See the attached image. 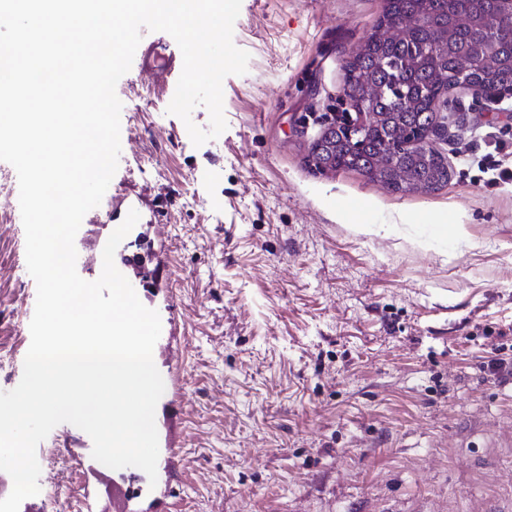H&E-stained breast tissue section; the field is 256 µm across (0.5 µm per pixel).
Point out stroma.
<instances>
[{
  "mask_svg": "<svg viewBox=\"0 0 512 512\" xmlns=\"http://www.w3.org/2000/svg\"><path fill=\"white\" fill-rule=\"evenodd\" d=\"M385 0H242L248 70L223 81L226 130L194 146L176 80L140 62L116 85L121 153L75 237L96 280L145 260L158 312L157 483L144 512H512V117L453 89L435 147L450 177L403 194L309 160L346 58ZM0 187V391L30 346L37 287ZM464 225L458 235L456 225ZM60 502L112 512L111 485L59 470Z\"/></svg>",
  "mask_w": 512,
  "mask_h": 512,
  "instance_id": "35a3bbf8",
  "label": "stroma"
}]
</instances>
